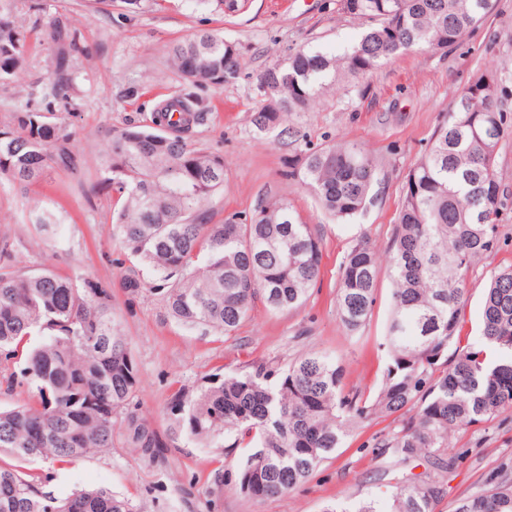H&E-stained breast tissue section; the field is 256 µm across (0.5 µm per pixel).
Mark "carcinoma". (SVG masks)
I'll return each instance as SVG.
<instances>
[{
	"instance_id": "cac0c4a2",
	"label": "carcinoma",
	"mask_w": 512,
	"mask_h": 512,
	"mask_svg": "<svg viewBox=\"0 0 512 512\" xmlns=\"http://www.w3.org/2000/svg\"><path fill=\"white\" fill-rule=\"evenodd\" d=\"M338 11L368 23L341 55L302 47L257 78L264 97L254 113L260 131L289 134L293 112H309L326 85L360 77L400 54L446 51L483 22L492 0H337ZM15 0H0V86L23 69L27 31ZM42 40L54 55L53 77L25 106L8 109L0 124V181L27 186L49 168L74 173L82 156L68 124L50 120L69 102L74 60L89 48L77 28L51 18ZM182 88L160 101L151 125L116 131L100 159V187L122 198L113 234L124 256L148 273L170 317L182 325L232 335L255 303L280 313L301 307L320 276L322 239L286 197L222 224L206 221V203L224 188V158L193 146L206 112L198 92L240 78L237 46L199 30L168 47ZM499 65L490 63L453 101L432 142L410 170L399 222L386 260L359 240L340 266L337 312L354 333L371 315L382 275L392 283L390 312L379 347L385 352L381 386L372 398L343 393L339 357L317 350L285 365L253 362L224 374L188 397L168 403L175 431L208 445L229 440L250 452L230 464L233 487L248 499L283 496L306 482L359 423L401 419L376 444L386 477L415 461L422 473L386 485L379 499L354 512H436L456 464L451 433L512 409V266L485 289L480 341L461 344L463 297L469 272L499 241L502 209L496 160L512 133L497 104ZM375 164L356 143L334 142L288 163L282 176L297 181L333 218L361 214ZM0 356L18 360L10 384L24 387L32 405L0 407V512H133L105 488L64 497L45 490L50 476L24 466L72 464L112 448L114 419L130 423V443L155 448L148 425L132 405L137 362L112 317V295L99 283H77L52 270L0 271ZM215 473L209 502L220 498ZM455 512H512V483L462 500Z\"/></svg>"
}]
</instances>
